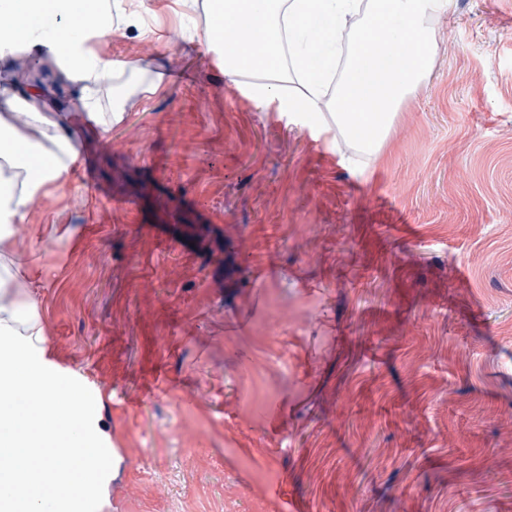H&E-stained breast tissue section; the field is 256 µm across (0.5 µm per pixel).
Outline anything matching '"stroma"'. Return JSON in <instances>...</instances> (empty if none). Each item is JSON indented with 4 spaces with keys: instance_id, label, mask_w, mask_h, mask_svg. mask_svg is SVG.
Masks as SVG:
<instances>
[{
    "instance_id": "35a3bbf8",
    "label": "stroma",
    "mask_w": 512,
    "mask_h": 512,
    "mask_svg": "<svg viewBox=\"0 0 512 512\" xmlns=\"http://www.w3.org/2000/svg\"><path fill=\"white\" fill-rule=\"evenodd\" d=\"M131 12L121 120L13 239L118 460L96 512H512V0L433 18L363 170L166 40L205 13Z\"/></svg>"
}]
</instances>
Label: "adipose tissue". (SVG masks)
Returning <instances> with one entry per match:
<instances>
[{
    "instance_id": "obj_1",
    "label": "adipose tissue",
    "mask_w": 512,
    "mask_h": 512,
    "mask_svg": "<svg viewBox=\"0 0 512 512\" xmlns=\"http://www.w3.org/2000/svg\"><path fill=\"white\" fill-rule=\"evenodd\" d=\"M452 0H224L209 13L205 51L244 84L252 103L288 113L325 135L337 131L377 154L403 103L424 84L434 32L428 21ZM101 0H0V44L23 46L27 60L51 52L77 96L67 112L0 117V157L21 175L0 185V258L16 225L77 160L72 112L99 115L95 85L134 71L97 56L91 36L122 30ZM0 278V456L14 464V498L0 512H88L115 470L116 457L90 429L72 377L50 358L34 280L6 262ZM59 494L45 502L41 488Z\"/></svg>"
}]
</instances>
